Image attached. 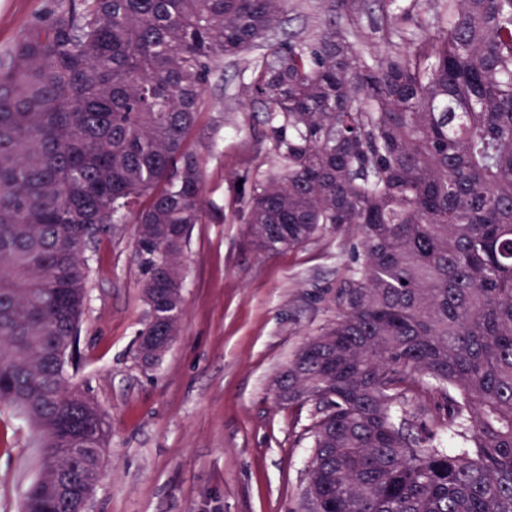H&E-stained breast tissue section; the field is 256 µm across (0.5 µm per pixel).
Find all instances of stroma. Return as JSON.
I'll return each instance as SVG.
<instances>
[{"label":"stroma","mask_w":512,"mask_h":512,"mask_svg":"<svg viewBox=\"0 0 512 512\" xmlns=\"http://www.w3.org/2000/svg\"><path fill=\"white\" fill-rule=\"evenodd\" d=\"M50 2L0 0V52ZM238 84L229 65L210 79L190 136L206 201L224 219L191 230L179 335L153 368L134 358L146 319L136 224L117 225L89 255V295L65 376L112 425L90 512H290L297 504L310 409L277 404L271 384L302 339L335 320L337 290L358 263L356 238L342 227L290 251L251 244L231 202L262 127ZM41 464L38 432L0 404V512H21Z\"/></svg>","instance_id":"stroma-1"}]
</instances>
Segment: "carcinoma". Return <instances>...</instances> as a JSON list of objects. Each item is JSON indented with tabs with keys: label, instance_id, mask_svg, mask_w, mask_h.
I'll use <instances>...</instances> for the list:
<instances>
[{
	"label": "carcinoma",
	"instance_id": "carcinoma-1",
	"mask_svg": "<svg viewBox=\"0 0 512 512\" xmlns=\"http://www.w3.org/2000/svg\"><path fill=\"white\" fill-rule=\"evenodd\" d=\"M291 2H56L0 55V403L42 438L30 512H70L107 463L110 420L64 377L87 252L134 216L156 364L210 219L188 139L259 47L245 88L278 171L243 167L235 210L260 251L348 226L361 256L272 384L312 406L301 512H512V0H321L280 36Z\"/></svg>",
	"mask_w": 512,
	"mask_h": 512
}]
</instances>
